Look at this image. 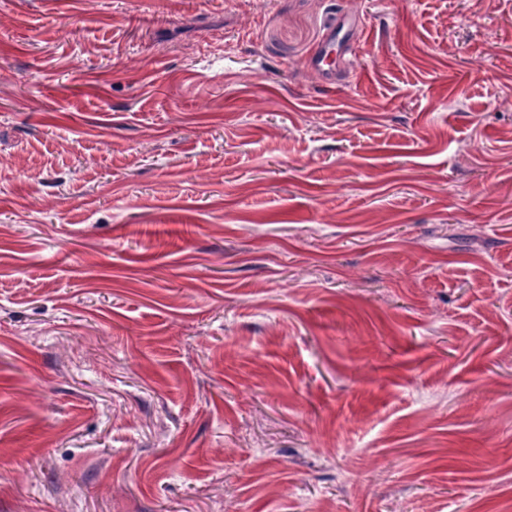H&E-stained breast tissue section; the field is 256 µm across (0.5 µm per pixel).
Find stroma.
Segmentation results:
<instances>
[{"instance_id":"35a3bbf8","label":"stroma","mask_w":512,"mask_h":512,"mask_svg":"<svg viewBox=\"0 0 512 512\" xmlns=\"http://www.w3.org/2000/svg\"><path fill=\"white\" fill-rule=\"evenodd\" d=\"M0 512H512V0H0ZM351 26L352 24L344 19H337L332 22L329 26L327 38L316 47L311 56V66L320 73L322 81L327 87L334 85L336 79L330 71L322 69V63L336 49V42L344 43L348 39Z\"/></svg>"}]
</instances>
